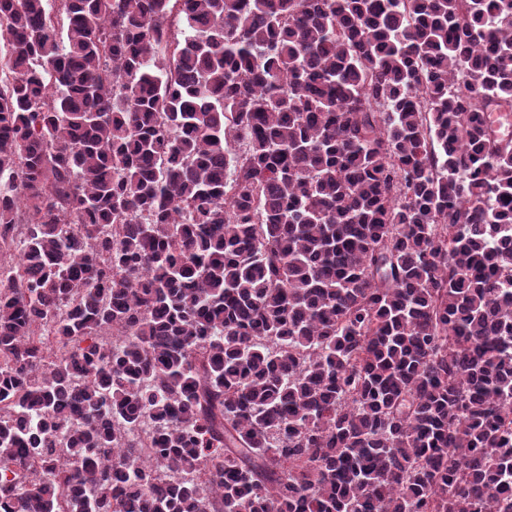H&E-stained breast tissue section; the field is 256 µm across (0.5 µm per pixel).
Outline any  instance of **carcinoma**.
I'll return each mask as SVG.
<instances>
[{
    "label": "carcinoma",
    "instance_id": "cac0c4a2",
    "mask_svg": "<svg viewBox=\"0 0 512 512\" xmlns=\"http://www.w3.org/2000/svg\"><path fill=\"white\" fill-rule=\"evenodd\" d=\"M0 47V512H512V0H0Z\"/></svg>",
    "mask_w": 512,
    "mask_h": 512
}]
</instances>
